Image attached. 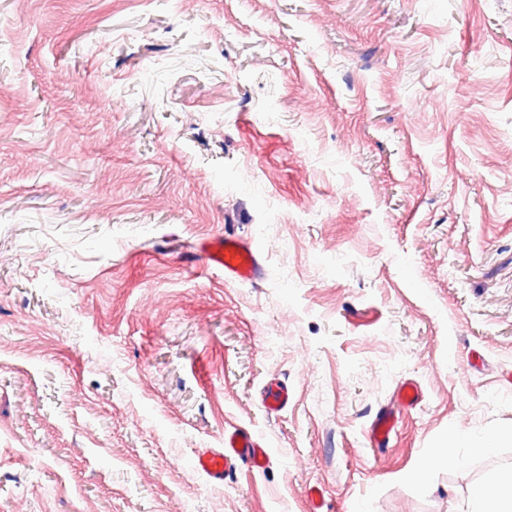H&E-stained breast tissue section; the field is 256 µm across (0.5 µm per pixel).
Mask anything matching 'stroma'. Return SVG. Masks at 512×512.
Returning a JSON list of instances; mask_svg holds the SVG:
<instances>
[{
	"mask_svg": "<svg viewBox=\"0 0 512 512\" xmlns=\"http://www.w3.org/2000/svg\"><path fill=\"white\" fill-rule=\"evenodd\" d=\"M510 430L512 0H0V512H468ZM200 252L206 266L223 272L226 280L256 282L263 276V258L233 234L209 240ZM418 386L412 381L401 383L392 406L380 409L366 432L371 448L382 450L388 448L390 438L397 426L401 410L412 409L420 401ZM268 449L250 430L234 427L224 431V448H203L194 457V468L214 483L239 468L261 470L266 466Z\"/></svg>",
	"mask_w": 512,
	"mask_h": 512,
	"instance_id": "35a3bbf8",
	"label": "stroma"
}]
</instances>
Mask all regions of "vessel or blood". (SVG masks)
Returning a JSON list of instances; mask_svg holds the SVG:
<instances>
[{"label": "vessel or blood", "mask_w": 512, "mask_h": 512, "mask_svg": "<svg viewBox=\"0 0 512 512\" xmlns=\"http://www.w3.org/2000/svg\"><path fill=\"white\" fill-rule=\"evenodd\" d=\"M201 254L206 266L222 272L225 279L254 282L263 276L260 254L232 234L209 240ZM419 400V389L414 382L401 383L394 404L379 410L366 432L370 447L379 450L387 448L400 411L413 408ZM267 459L265 444L250 430L236 427L225 431L223 447L198 451L194 457V468L212 482L220 484L239 468L264 469Z\"/></svg>", "instance_id": "obj_1"}]
</instances>
